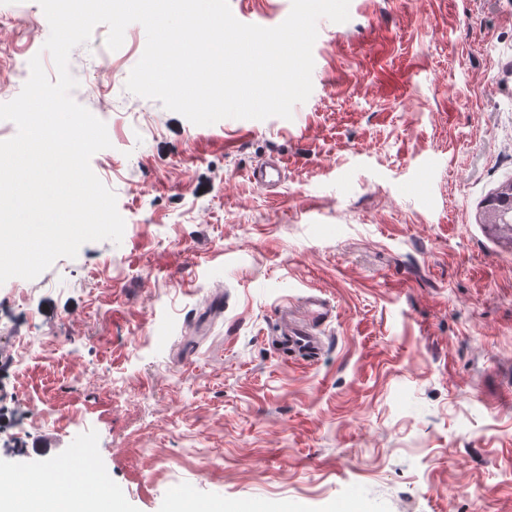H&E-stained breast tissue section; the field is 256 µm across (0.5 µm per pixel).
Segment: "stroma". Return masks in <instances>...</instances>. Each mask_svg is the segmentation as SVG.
<instances>
[{
    "mask_svg": "<svg viewBox=\"0 0 512 512\" xmlns=\"http://www.w3.org/2000/svg\"><path fill=\"white\" fill-rule=\"evenodd\" d=\"M229 5L271 28L292 0ZM33 17L0 64L56 78ZM107 35L69 68L125 231L0 285V475L98 476L114 512H512V247L483 231L512 184V0H350L288 120L192 124L127 91L143 26ZM272 155L271 192L248 171ZM315 290L336 318L288 358L279 310Z\"/></svg>",
    "mask_w": 512,
    "mask_h": 512,
    "instance_id": "stroma-1",
    "label": "stroma"
}]
</instances>
